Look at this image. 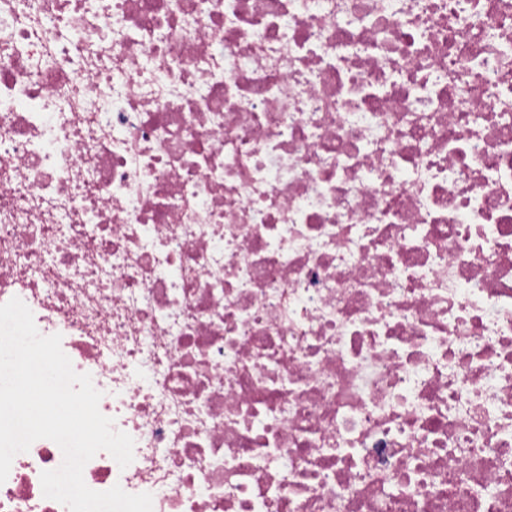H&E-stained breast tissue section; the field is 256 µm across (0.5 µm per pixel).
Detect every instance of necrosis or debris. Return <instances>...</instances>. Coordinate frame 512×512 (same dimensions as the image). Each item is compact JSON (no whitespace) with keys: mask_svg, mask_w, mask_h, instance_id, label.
I'll use <instances>...</instances> for the list:
<instances>
[{"mask_svg":"<svg viewBox=\"0 0 512 512\" xmlns=\"http://www.w3.org/2000/svg\"><path fill=\"white\" fill-rule=\"evenodd\" d=\"M15 297L135 441L92 490L512 512V0H0Z\"/></svg>","mask_w":512,"mask_h":512,"instance_id":"obj_1","label":"necrosis or debris"}]
</instances>
